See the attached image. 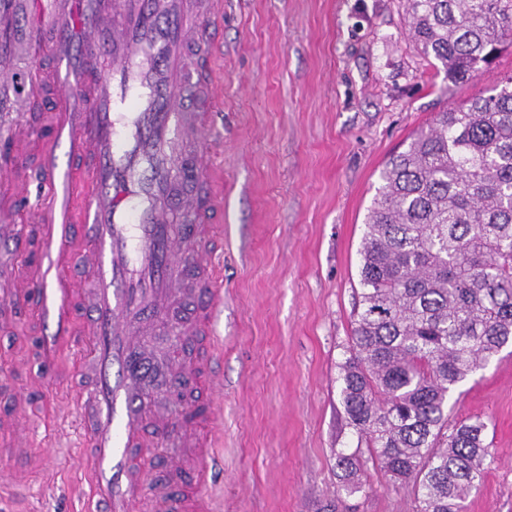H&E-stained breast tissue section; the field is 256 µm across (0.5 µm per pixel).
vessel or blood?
<instances>
[{
  "mask_svg": "<svg viewBox=\"0 0 512 512\" xmlns=\"http://www.w3.org/2000/svg\"><path fill=\"white\" fill-rule=\"evenodd\" d=\"M34 45L50 60L51 75L34 69L36 87H49L65 121L52 126L54 148L40 159L36 177L49 187L39 212L45 221L46 258L9 289L10 302L35 300L52 332L43 340L48 360L78 347L91 363L88 384L77 400L75 419L95 502L93 512H133L140 494L134 455L144 447L141 424L153 379L171 376L173 366L153 363L128 317L142 313L157 330L158 311L180 291L194 268L197 304L188 319L205 356L186 365L190 374L213 372L224 351L216 314L224 305L220 255L224 243L223 173L207 136L213 114L190 105L184 88L199 82L217 88L224 76L214 66L222 41L214 25L222 4L209 0L205 12L184 0H35ZM201 46L186 60L187 45ZM65 146L69 166L56 149ZM197 162L204 190L191 207L190 230L169 223L178 201L179 163ZM86 168L77 180L75 162ZM95 284L93 301L77 312L84 276ZM156 440L196 451L191 492L162 490L167 512H207L219 437L212 421L192 429L186 422L158 425Z\"/></svg>",
  "mask_w": 512,
  "mask_h": 512,
  "instance_id": "obj_1",
  "label": "vessel or blood"
}]
</instances>
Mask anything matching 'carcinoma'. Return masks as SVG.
Here are the masks:
<instances>
[{"mask_svg":"<svg viewBox=\"0 0 512 512\" xmlns=\"http://www.w3.org/2000/svg\"><path fill=\"white\" fill-rule=\"evenodd\" d=\"M410 35L453 82L512 44V0H404ZM341 399L373 467L416 512H463L491 457L486 423L448 394L512 345V76L438 112L386 160L359 250ZM343 490L371 489L341 456Z\"/></svg>","mask_w":512,"mask_h":512,"instance_id":"carcinoma-1","label":"carcinoma"}]
</instances>
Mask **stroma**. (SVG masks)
<instances>
[{
	"label": "stroma",
	"instance_id": "35a3bbf8",
	"mask_svg": "<svg viewBox=\"0 0 512 512\" xmlns=\"http://www.w3.org/2000/svg\"><path fill=\"white\" fill-rule=\"evenodd\" d=\"M224 312L214 407L223 471L211 512H414L407 489L381 473L346 495L339 454L369 462L341 404L364 221L389 156L435 114L489 94L512 76V46L491 69L448 81L408 36L401 0H223ZM33 22L24 0H0V177L47 142L22 133L51 112L31 86ZM41 184L0 209L23 228L26 252L0 240V289L40 257L34 212ZM190 300L167 311V332L144 339L157 358L193 361L180 339ZM45 326L25 303L0 304V512H81L79 453L59 439L87 372L62 353L44 380ZM450 419L487 425L491 458L466 512H512V348L448 400ZM175 448L156 445L134 512H165L155 484Z\"/></svg>",
	"mask_w": 512,
	"mask_h": 512
}]
</instances>
